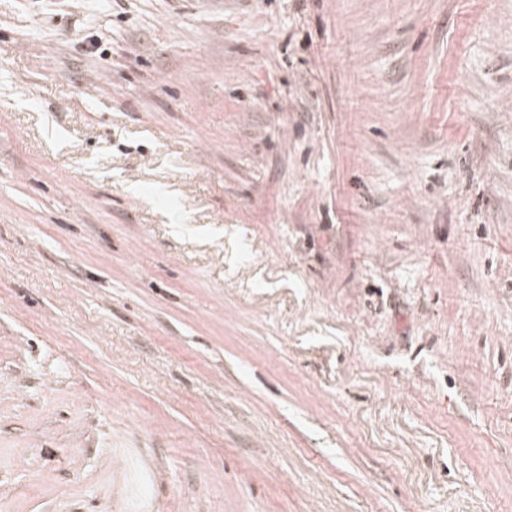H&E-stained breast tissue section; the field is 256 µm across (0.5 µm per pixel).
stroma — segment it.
I'll list each match as a JSON object with an SVG mask.
<instances>
[{
	"instance_id": "stroma-1",
	"label": "stroma",
	"mask_w": 512,
	"mask_h": 512,
	"mask_svg": "<svg viewBox=\"0 0 512 512\" xmlns=\"http://www.w3.org/2000/svg\"><path fill=\"white\" fill-rule=\"evenodd\" d=\"M0 512H512V0H0Z\"/></svg>"
}]
</instances>
